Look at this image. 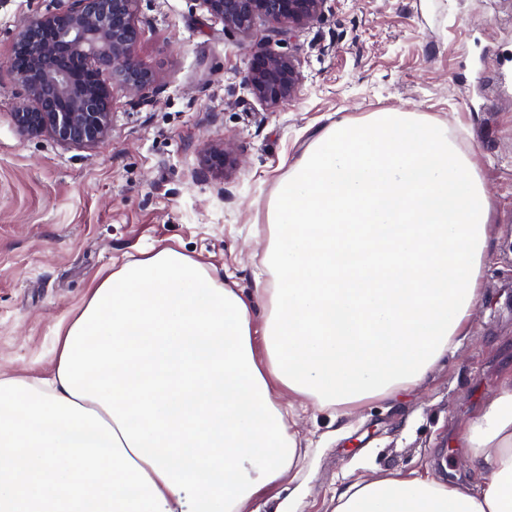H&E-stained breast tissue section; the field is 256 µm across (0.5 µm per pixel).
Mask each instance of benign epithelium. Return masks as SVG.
Returning a JSON list of instances; mask_svg holds the SVG:
<instances>
[{
    "instance_id": "1",
    "label": "benign epithelium",
    "mask_w": 512,
    "mask_h": 512,
    "mask_svg": "<svg viewBox=\"0 0 512 512\" xmlns=\"http://www.w3.org/2000/svg\"><path fill=\"white\" fill-rule=\"evenodd\" d=\"M224 21V29L246 32L264 16L281 34L312 25L327 0H192ZM136 0H68L54 12L36 16L16 33L11 67L30 103L12 113L29 135L47 134L75 146L104 144L112 124V81L119 80L138 101L152 75L136 62ZM245 84L258 100L279 105L293 99L301 84L295 60L281 52L252 55ZM211 171L223 175L241 168L235 135L207 149Z\"/></svg>"
}]
</instances>
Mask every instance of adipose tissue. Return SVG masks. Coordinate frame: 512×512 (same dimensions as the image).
I'll return each mask as SVG.
<instances>
[{"mask_svg":"<svg viewBox=\"0 0 512 512\" xmlns=\"http://www.w3.org/2000/svg\"><path fill=\"white\" fill-rule=\"evenodd\" d=\"M491 214L446 125L337 120L269 206L254 298L162 249L93 289L57 334L52 379L0 377V512H246L300 457L270 381L323 408L420 384L466 332ZM461 442L478 486L391 472L334 512H512V378ZM266 320V309L262 303L255 304L252 310V344L258 363L265 360L263 329Z\"/></svg>","mask_w":512,"mask_h":512,"instance_id":"obj_1","label":"adipose tissue"}]
</instances>
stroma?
Masks as SVG:
<instances>
[{
    "mask_svg": "<svg viewBox=\"0 0 512 512\" xmlns=\"http://www.w3.org/2000/svg\"><path fill=\"white\" fill-rule=\"evenodd\" d=\"M61 0H0V375L54 370L55 340L96 280L169 248L254 295L279 183L315 133L343 116L399 109L446 122L493 200L495 232L468 333L419 386L311 407L290 422L305 452L253 512H332L354 480L388 471L446 485L479 482L459 436L512 377V0H328L313 25L250 31L189 0H137L135 59L153 85L133 101L112 84L106 144L28 135L12 114L29 101L10 66L14 36ZM292 55L297 96L272 107L247 90L251 56ZM237 136L246 168L226 177L207 147Z\"/></svg>",
    "mask_w": 512,
    "mask_h": 512,
    "instance_id": "35a3bbf8",
    "label": "stroma"
}]
</instances>
